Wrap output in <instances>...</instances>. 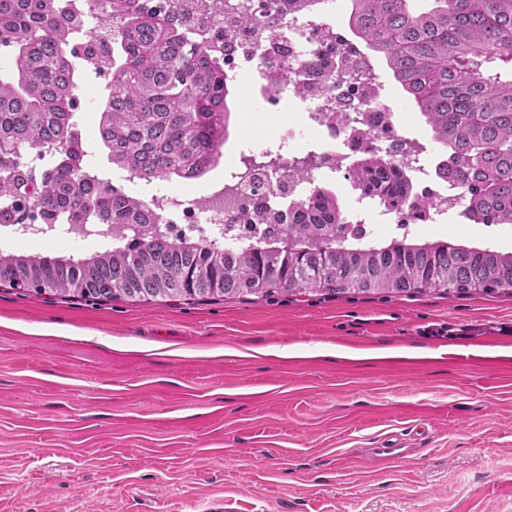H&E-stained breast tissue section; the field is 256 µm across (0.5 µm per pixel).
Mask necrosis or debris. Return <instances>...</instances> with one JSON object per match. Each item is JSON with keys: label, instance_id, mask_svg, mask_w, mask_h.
Returning a JSON list of instances; mask_svg holds the SVG:
<instances>
[{"label": "necrosis or debris", "instance_id": "necrosis-or-debris-1", "mask_svg": "<svg viewBox=\"0 0 512 512\" xmlns=\"http://www.w3.org/2000/svg\"><path fill=\"white\" fill-rule=\"evenodd\" d=\"M245 0H188V20L196 39H213V53L224 62L228 83L245 85L262 103L274 105L282 96L296 98L303 106L298 123L282 127L275 137L277 150L295 148L306 130L319 131L322 145L316 153L318 168L302 175L288 162L266 165L268 150L258 146L251 162L238 159L224 176L189 198L173 186L155 182L144 203L165 235L206 239L216 246L242 248L253 240L233 218L243 203L255 199L259 207L280 212L281 186L293 187L294 199H302L319 175L335 171L347 160L375 148L389 154L400 141L395 121L380 122L387 111L385 89L355 82L362 60L352 41L342 32L331 4L314 15L283 16L275 38L235 26ZM67 224H5L0 239L13 243L48 242L68 237Z\"/></svg>", "mask_w": 512, "mask_h": 512}]
</instances>
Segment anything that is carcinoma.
Returning a JSON list of instances; mask_svg holds the SVG:
<instances>
[{"instance_id":"1","label":"carcinoma","mask_w":512,"mask_h":512,"mask_svg":"<svg viewBox=\"0 0 512 512\" xmlns=\"http://www.w3.org/2000/svg\"><path fill=\"white\" fill-rule=\"evenodd\" d=\"M323 0H250L245 28L275 33L276 16L310 12ZM349 0V30L384 57L394 81L441 150L437 174L448 205L461 202L477 224H512V80L484 64L512 61V0ZM102 25L83 31L80 14L57 0H0V149L52 145L59 160L34 188L44 223L131 224L122 244L86 256L0 251V285L54 296L112 301L226 300L346 293L412 296L512 292V252L448 242L359 244L363 225L345 223L338 195L317 187L275 218L273 231L245 249L164 237L146 206L87 169L75 115L76 68L59 61L73 35L94 40L110 60L112 84L93 135L116 167L144 180H196L229 137V86L210 44L177 21L180 0H80ZM373 151L348 171L360 195L421 223L435 201L408 172ZM27 170L0 159L1 224L18 223ZM287 236L297 249L269 241Z\"/></svg>"}]
</instances>
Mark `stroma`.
<instances>
[{
  "label": "stroma",
  "mask_w": 512,
  "mask_h": 512,
  "mask_svg": "<svg viewBox=\"0 0 512 512\" xmlns=\"http://www.w3.org/2000/svg\"><path fill=\"white\" fill-rule=\"evenodd\" d=\"M388 89L402 136L435 161ZM233 102L214 179L298 108L257 113L240 87ZM88 147L100 178L147 194ZM412 238L511 252L512 224L454 211ZM323 344L350 354L312 356ZM505 347V292L95 303L0 286V512H512ZM387 348L409 354L371 359ZM396 437L411 455L363 456Z\"/></svg>",
  "instance_id": "stroma-1"
}]
</instances>
